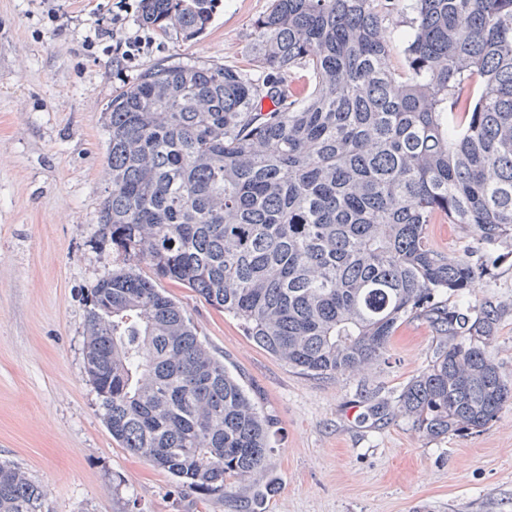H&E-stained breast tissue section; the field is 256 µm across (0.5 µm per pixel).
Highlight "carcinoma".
<instances>
[{
	"mask_svg": "<svg viewBox=\"0 0 512 512\" xmlns=\"http://www.w3.org/2000/svg\"><path fill=\"white\" fill-rule=\"evenodd\" d=\"M217 2L142 0L139 21L191 41ZM401 2L273 0L246 67L172 60L104 109L97 235L119 263L85 297V373L112 438L210 502L249 479L274 492L275 422L163 281L310 377L363 372L425 320L441 342L398 396L425 437L480 432L512 399L492 350L500 308L443 300L512 238V0H411L399 71L384 21ZM439 218L472 242L433 249ZM0 512H49L6 462Z\"/></svg>",
	"mask_w": 512,
	"mask_h": 512,
	"instance_id": "1",
	"label": "carcinoma"
}]
</instances>
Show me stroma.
<instances>
[{
	"label": "stroma",
	"instance_id": "stroma-1",
	"mask_svg": "<svg viewBox=\"0 0 512 512\" xmlns=\"http://www.w3.org/2000/svg\"><path fill=\"white\" fill-rule=\"evenodd\" d=\"M115 3L0 0V460L43 487L51 512H247L252 482L213 504L112 439L84 371L83 296L116 261L94 244L113 92L174 57L245 65L271 0H221L192 42L143 26L141 0L113 24ZM98 28L106 38L89 45ZM138 35L151 48L123 59L116 44ZM499 252L471 301L501 308L492 347L512 384V239ZM164 287L276 421L265 469L277 490L261 512H512L511 403L483 431L440 440L395 408L438 343L424 320L403 323L371 370L313 378L189 289Z\"/></svg>",
	"mask_w": 512,
	"mask_h": 512
}]
</instances>
